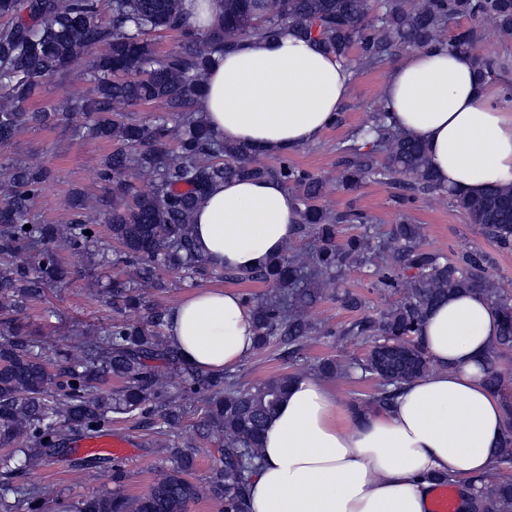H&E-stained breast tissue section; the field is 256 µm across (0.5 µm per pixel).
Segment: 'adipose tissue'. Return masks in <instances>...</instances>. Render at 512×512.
I'll use <instances>...</instances> for the list:
<instances>
[{"label":"adipose tissue","mask_w":512,"mask_h":512,"mask_svg":"<svg viewBox=\"0 0 512 512\" xmlns=\"http://www.w3.org/2000/svg\"><path fill=\"white\" fill-rule=\"evenodd\" d=\"M354 71L284 27L218 55L199 109L220 140L280 158L316 142L347 102ZM388 124L427 148L439 182L465 196L512 185V107L477 82L468 54L433 44L384 77ZM197 253L214 268L247 271L296 235L293 194L273 178L212 186L194 214ZM499 332L485 297L456 294L433 308L420 342L435 369L382 410L346 405L321 377L299 375L268 420L247 512H428L436 477L461 482L494 466L504 424L500 395L483 383ZM166 333L198 371L235 369L254 350L255 326L232 288H197L173 304Z\"/></svg>","instance_id":"adipose-tissue-1"}]
</instances>
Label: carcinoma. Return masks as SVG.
I'll list each match as a JSON object with an SVG mask.
<instances>
[{"label":"carcinoma","instance_id":"carcinoma-1","mask_svg":"<svg viewBox=\"0 0 512 512\" xmlns=\"http://www.w3.org/2000/svg\"><path fill=\"white\" fill-rule=\"evenodd\" d=\"M101 0H0V145L23 127L58 119L55 111H32L25 103L47 77L65 79L76 64L93 84L91 97L67 107L80 112L100 139L118 141L102 162L99 179L110 185L112 206L100 214L76 198L65 224H40L32 208L51 171L40 164H7L0 184V512H51L54 489L13 482L41 468L47 457L73 452V433L98 432L121 416L137 417L147 430L179 425L182 413L168 397V376L160 360L176 375L182 392L204 404L197 435L217 444L219 459L204 483L192 480L201 449L193 442L168 445L174 466L144 496L132 500L119 492L85 497L68 512H189L201 498L223 504L222 512H245L247 482L259 458L260 437L268 418L287 394L291 375L250 387L236 375L199 373L186 366L165 335L168 308L151 300L166 290L160 270L187 274L206 271L194 250L193 214L208 188L239 177H274L294 193L299 206L296 234L311 240L305 261L288 252L249 271H226L228 280H251L271 286L263 298L244 297L252 309L256 348L274 347L284 358L296 354L317 332L305 311L325 299V285L353 268H370L376 286L398 300L380 314L358 317L325 336L367 340L373 346L356 366L333 358L315 370L325 377H345L355 368L375 377L374 392L359 404L386 408L402 384L431 371L419 341L429 311L454 294L479 293L500 317L499 336L485 358L484 381L502 393L512 377L499 366L512 349V292L496 284L489 271L493 258L469 251L453 259L427 249L422 227L406 212L387 235L374 240L348 231L370 224L359 210L331 214L322 205L326 182L318 174L281 157L273 166L256 162L246 144L220 141L197 117L202 76L213 56L244 38L274 37L293 26L318 40L338 58L358 51L359 62L374 67L400 54L438 41L455 20L488 17L499 32L512 35V0H222L223 14L207 32L189 24L195 0H112L107 16ZM160 30L180 34L177 48L158 54L151 35ZM479 33L460 28L449 47L473 51ZM475 71L489 81L508 69L505 61L474 55ZM159 102L162 113L140 123L124 121L125 112ZM377 105L340 153L336 186L361 187L370 178L395 186L404 209L424 195L447 193L453 204L479 225L501 248H512V186H494L478 197L458 195L441 186L424 145L386 122ZM135 169L153 183L140 191L126 179ZM118 249L112 264L129 269L128 279L112 281L110 304L138 314L134 321L115 319L99 330L81 331L79 352L59 353L49 368L37 338L20 321L27 305L45 296L46 287L71 276L64 252H87L101 242L98 225ZM31 228H25V225ZM90 234H84V231ZM118 381L112 390L108 385ZM505 424L495 465L512 467V397L504 398ZM464 508L457 512H512V476L489 482L478 476L463 482Z\"/></svg>","mask_w":512,"mask_h":512}]
</instances>
